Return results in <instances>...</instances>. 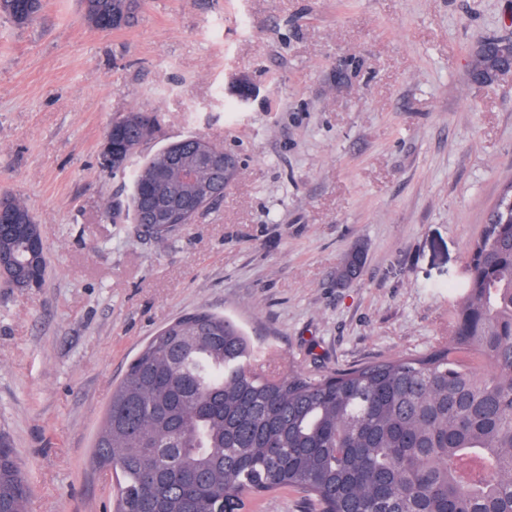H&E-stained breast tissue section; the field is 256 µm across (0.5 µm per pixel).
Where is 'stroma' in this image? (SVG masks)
Returning a JSON list of instances; mask_svg holds the SVG:
<instances>
[{
    "mask_svg": "<svg viewBox=\"0 0 512 512\" xmlns=\"http://www.w3.org/2000/svg\"><path fill=\"white\" fill-rule=\"evenodd\" d=\"M491 41L512 43V0H144L109 32L79 0L0 15V192L48 263L42 288L0 281V433L29 512H112L91 464L112 389L184 314L230 316L315 376L447 341L512 180V71L474 76ZM133 110L155 120L147 153L201 136L237 157L192 223L105 217L131 176L101 145ZM358 244L361 276L337 284ZM13 201L15 205L14 214L17 219L16 224H28L27 222L30 214L32 219H34V221L37 223L35 216L25 204L12 199V197L4 196L2 194L0 196V223H3L6 216L13 215Z\"/></svg>",
    "mask_w": 512,
    "mask_h": 512,
    "instance_id": "35a3bbf8",
    "label": "stroma"
}]
</instances>
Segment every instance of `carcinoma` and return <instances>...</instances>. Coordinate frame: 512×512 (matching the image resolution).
<instances>
[{"label":"carcinoma","instance_id":"1","mask_svg":"<svg viewBox=\"0 0 512 512\" xmlns=\"http://www.w3.org/2000/svg\"><path fill=\"white\" fill-rule=\"evenodd\" d=\"M115 0H81L104 25ZM42 0H0L17 24ZM512 49L489 42L481 66ZM145 122L125 138V162L153 139ZM210 141L180 140L191 162ZM159 170L182 184L160 149L134 170L112 219L140 215V190ZM27 259L25 240L0 226V252ZM467 293L448 343L419 357L314 377L270 374L234 319L197 310L169 323L130 361L112 391L92 462L115 474L113 512H241L255 498L297 489L315 512H512V182L467 255ZM0 493L28 512L30 487L0 435Z\"/></svg>","mask_w":512,"mask_h":512}]
</instances>
